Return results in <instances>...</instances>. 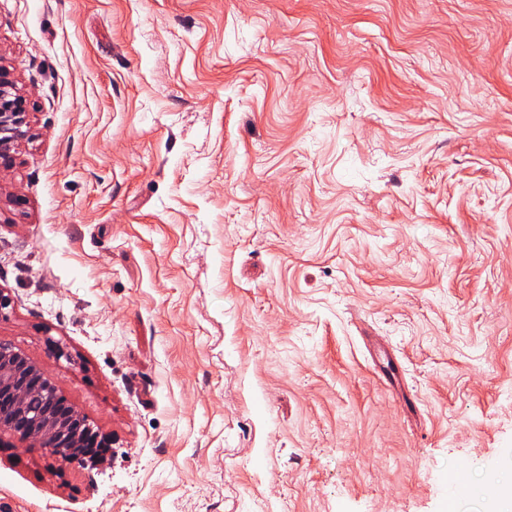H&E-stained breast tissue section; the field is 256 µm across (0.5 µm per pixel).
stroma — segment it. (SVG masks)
<instances>
[{
  "label": "stroma",
  "mask_w": 512,
  "mask_h": 512,
  "mask_svg": "<svg viewBox=\"0 0 512 512\" xmlns=\"http://www.w3.org/2000/svg\"><path fill=\"white\" fill-rule=\"evenodd\" d=\"M0 69V340L109 444L0 512H489L512 0H0ZM9 82L4 80L0 69V165H10L13 159L11 150L19 139L27 134L28 112L25 100L20 96H14L7 91Z\"/></svg>",
  "instance_id": "obj_1"
}]
</instances>
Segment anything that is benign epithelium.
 <instances>
[{
	"instance_id": "benign-epithelium-1",
	"label": "benign epithelium",
	"mask_w": 512,
	"mask_h": 512,
	"mask_svg": "<svg viewBox=\"0 0 512 512\" xmlns=\"http://www.w3.org/2000/svg\"><path fill=\"white\" fill-rule=\"evenodd\" d=\"M0 71V165L12 162L11 150L25 137V100L7 91ZM21 442H36L63 461L79 457L106 442L62 397L50 378L24 352L0 341V433Z\"/></svg>"
}]
</instances>
